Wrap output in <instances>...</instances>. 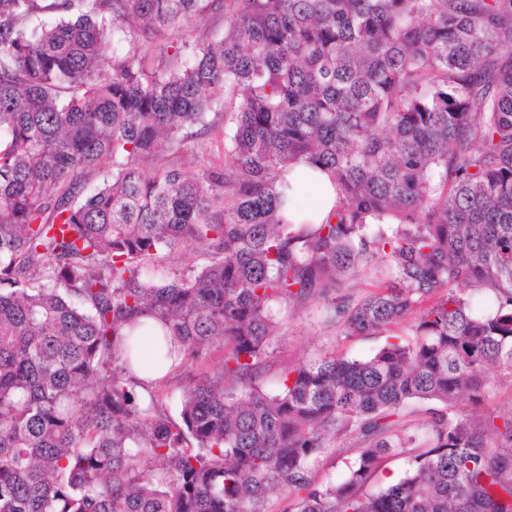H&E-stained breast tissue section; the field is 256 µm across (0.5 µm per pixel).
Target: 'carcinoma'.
I'll return each instance as SVG.
<instances>
[{
  "mask_svg": "<svg viewBox=\"0 0 512 512\" xmlns=\"http://www.w3.org/2000/svg\"><path fill=\"white\" fill-rule=\"evenodd\" d=\"M218 104L203 164L188 130ZM301 159L340 196L319 224L290 218ZM187 239L207 264L143 276ZM366 270L378 290L342 292ZM320 302L414 338L267 390L281 307ZM150 324L173 370L224 350L176 419L118 358ZM493 371L512 383V0H0V512H512V410L456 409ZM336 440L354 461L316 484ZM222 113L224 112H210L206 121L211 122L212 126L208 132L203 133L202 131L191 142L195 146V152L199 155L198 160L203 163L222 155L224 143V114Z\"/></svg>",
  "mask_w": 512,
  "mask_h": 512,
  "instance_id": "carcinoma-1",
  "label": "carcinoma"
}]
</instances>
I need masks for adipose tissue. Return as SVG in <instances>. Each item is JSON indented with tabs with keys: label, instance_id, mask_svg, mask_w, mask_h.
I'll list each match as a JSON object with an SVG mask.
<instances>
[{
	"label": "adipose tissue",
	"instance_id": "obj_1",
	"mask_svg": "<svg viewBox=\"0 0 512 512\" xmlns=\"http://www.w3.org/2000/svg\"><path fill=\"white\" fill-rule=\"evenodd\" d=\"M290 181L292 192L289 207L297 220L304 221L314 217L323 219L338 207L339 196L329 176L306 162L302 161L294 166ZM137 351L135 371L138 377L155 382L167 375L170 362L164 359L150 331H143L138 336Z\"/></svg>",
	"mask_w": 512,
	"mask_h": 512
}]
</instances>
